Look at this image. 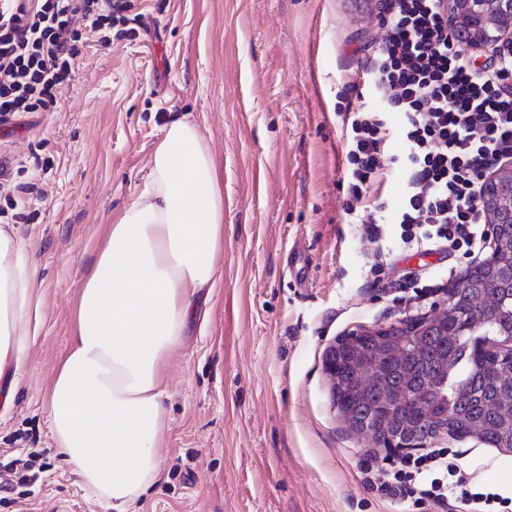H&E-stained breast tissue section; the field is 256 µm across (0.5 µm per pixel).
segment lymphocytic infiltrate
<instances>
[{
  "mask_svg": "<svg viewBox=\"0 0 512 512\" xmlns=\"http://www.w3.org/2000/svg\"><path fill=\"white\" fill-rule=\"evenodd\" d=\"M383 31L362 71L345 83L365 103L344 109L345 211L362 235L409 252H456L474 260L491 237L478 196L512 159V42L476 61L459 44L443 0H379ZM117 0H0V122L53 111L90 41L110 45ZM400 116L391 125L389 113ZM401 164L391 223L378 213ZM444 453L400 461L380 490L492 512L498 497L474 493Z\"/></svg>",
  "mask_w": 512,
  "mask_h": 512,
  "instance_id": "f902f5d3",
  "label": "lymphocytic infiltrate"
}]
</instances>
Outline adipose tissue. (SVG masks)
<instances>
[{"label":"adipose tissue","instance_id":"adipose-tissue-1","mask_svg":"<svg viewBox=\"0 0 512 512\" xmlns=\"http://www.w3.org/2000/svg\"><path fill=\"white\" fill-rule=\"evenodd\" d=\"M223 248L215 158L194 122L171 117L147 184L113 220L83 281L48 405L56 448L115 512L159 478L165 363L184 340L196 295L221 282ZM35 273L14 228L0 226V379L12 390L44 325Z\"/></svg>","mask_w":512,"mask_h":512}]
</instances>
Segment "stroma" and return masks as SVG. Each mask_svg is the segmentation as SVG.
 <instances>
[{
	"label": "stroma",
	"instance_id": "obj_1",
	"mask_svg": "<svg viewBox=\"0 0 512 512\" xmlns=\"http://www.w3.org/2000/svg\"><path fill=\"white\" fill-rule=\"evenodd\" d=\"M123 5L111 45L83 50L53 111L0 125V182L42 165L15 229L45 316L14 398L0 399V461L30 460L37 480L0 512H108L57 453L46 405L95 252L174 114L197 124L222 174L224 278L167 361L161 475L129 512H437L378 489L395 458L350 431L324 370L340 336L444 300L374 287L371 246L344 210L336 105L379 36L377 0L355 16L345 0ZM441 448L512 512V450L446 434L424 450Z\"/></svg>",
	"mask_w": 512,
	"mask_h": 512
}]
</instances>
